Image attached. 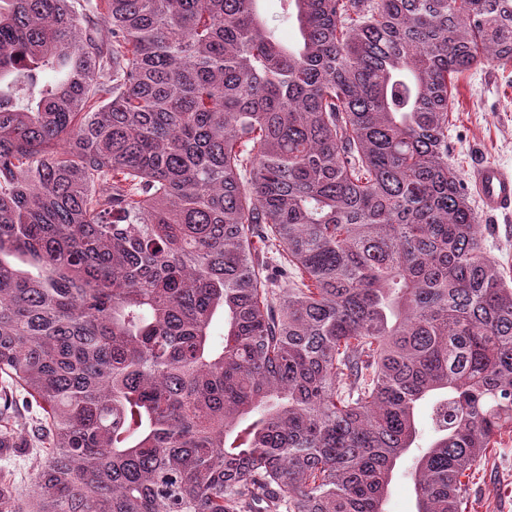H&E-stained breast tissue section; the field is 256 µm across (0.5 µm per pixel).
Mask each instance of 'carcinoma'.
Masks as SVG:
<instances>
[{
    "mask_svg": "<svg viewBox=\"0 0 512 512\" xmlns=\"http://www.w3.org/2000/svg\"><path fill=\"white\" fill-rule=\"evenodd\" d=\"M0 0V512H416L512 432V281L448 106L512 0ZM28 448L0 411V444ZM264 8L270 23L275 27L277 35L283 40H290L294 35L291 23L283 17L278 0L264 1ZM2 380L3 379L0 377V395L4 398V394L6 392L7 397L11 402V407L13 404L14 414L20 423V430L24 435H26V437H31L33 433L37 438L41 428V413L34 405L31 406L30 399L26 398V396L16 388L8 387L6 390L5 388H2ZM2 389L4 390V393L2 392ZM26 400L29 402L28 408H25ZM39 448L41 445L38 442H30V448H27L25 454L0 460V469L8 471L17 489L24 493L32 489V459L38 455ZM418 454L417 448L402 458L394 471L386 501L387 512H415V493L411 478L413 457Z\"/></svg>",
    "mask_w": 512,
    "mask_h": 512,
    "instance_id": "1",
    "label": "carcinoma"
}]
</instances>
